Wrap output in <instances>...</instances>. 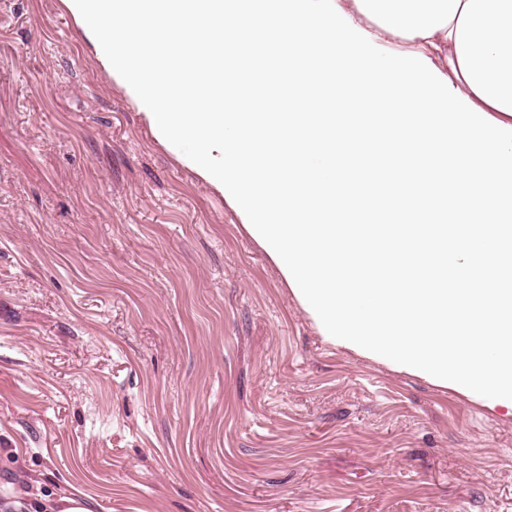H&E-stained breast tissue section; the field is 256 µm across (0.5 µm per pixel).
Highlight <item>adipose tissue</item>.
Returning <instances> with one entry per match:
<instances>
[{
	"label": "adipose tissue",
	"mask_w": 512,
	"mask_h": 512,
	"mask_svg": "<svg viewBox=\"0 0 512 512\" xmlns=\"http://www.w3.org/2000/svg\"><path fill=\"white\" fill-rule=\"evenodd\" d=\"M153 134L236 211L322 336L512 409V0H62ZM405 47L388 48V36ZM298 90L328 77L375 87L341 120L300 96L261 123L253 72ZM409 248L329 232L356 183L383 176ZM0 512H92L88 497L23 489Z\"/></svg>",
	"instance_id": "ef3b65f1"
}]
</instances>
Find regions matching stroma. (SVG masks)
I'll return each instance as SVG.
<instances>
[{
	"label": "stroma",
	"instance_id": "1",
	"mask_svg": "<svg viewBox=\"0 0 512 512\" xmlns=\"http://www.w3.org/2000/svg\"><path fill=\"white\" fill-rule=\"evenodd\" d=\"M512 512V411L326 342L62 0H0V491Z\"/></svg>",
	"mask_w": 512,
	"mask_h": 512
}]
</instances>
